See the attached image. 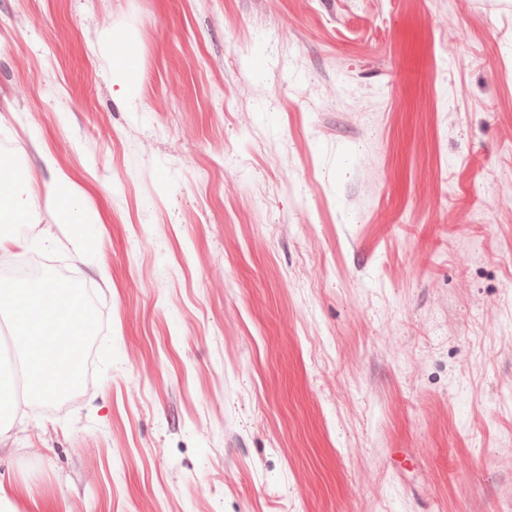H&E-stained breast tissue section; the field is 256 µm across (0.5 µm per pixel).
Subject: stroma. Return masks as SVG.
<instances>
[{"label": "stroma", "instance_id": "obj_1", "mask_svg": "<svg viewBox=\"0 0 512 512\" xmlns=\"http://www.w3.org/2000/svg\"><path fill=\"white\" fill-rule=\"evenodd\" d=\"M0 151L104 322L17 512H512V0H0ZM112 58V83L119 87L118 93L128 100L133 97L137 65L133 43L123 34H112L110 40ZM57 224H86L84 217V192L76 189L69 177L58 173L51 186L47 201Z\"/></svg>", "mask_w": 512, "mask_h": 512}]
</instances>
